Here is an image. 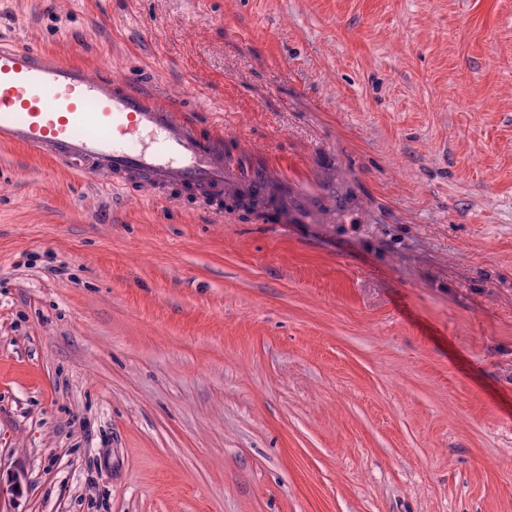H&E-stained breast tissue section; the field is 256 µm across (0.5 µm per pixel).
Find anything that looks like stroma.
<instances>
[{
    "instance_id": "obj_1",
    "label": "stroma",
    "mask_w": 512,
    "mask_h": 512,
    "mask_svg": "<svg viewBox=\"0 0 512 512\" xmlns=\"http://www.w3.org/2000/svg\"><path fill=\"white\" fill-rule=\"evenodd\" d=\"M305 210L0 144V512H512V0H0Z\"/></svg>"
}]
</instances>
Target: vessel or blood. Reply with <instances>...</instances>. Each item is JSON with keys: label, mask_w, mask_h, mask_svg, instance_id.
Instances as JSON below:
<instances>
[{"label": "vessel or blood", "mask_w": 512, "mask_h": 512, "mask_svg": "<svg viewBox=\"0 0 512 512\" xmlns=\"http://www.w3.org/2000/svg\"><path fill=\"white\" fill-rule=\"evenodd\" d=\"M0 143L64 163L112 191L136 184L161 199L178 187L217 214L238 187L225 176L221 140L202 138L181 107L160 104L126 78L2 42Z\"/></svg>", "instance_id": "vessel-or-blood-1"}]
</instances>
